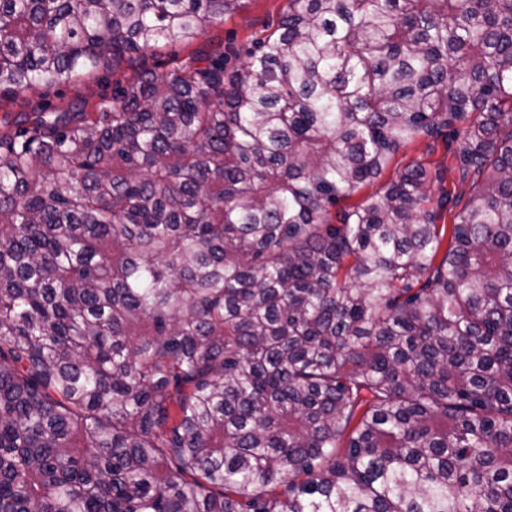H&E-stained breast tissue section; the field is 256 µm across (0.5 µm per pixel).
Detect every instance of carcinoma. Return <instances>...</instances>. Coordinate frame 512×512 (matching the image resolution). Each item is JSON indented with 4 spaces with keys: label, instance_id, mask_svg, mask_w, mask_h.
<instances>
[{
    "label": "carcinoma",
    "instance_id": "carcinoma-1",
    "mask_svg": "<svg viewBox=\"0 0 512 512\" xmlns=\"http://www.w3.org/2000/svg\"><path fill=\"white\" fill-rule=\"evenodd\" d=\"M238 4L0 0V98ZM245 56L0 133V512H512V0H288ZM421 136L448 240L425 160L354 200ZM427 153H431L429 160L434 162V167H432L433 171L436 167L448 168V165H455V162L451 157H449L448 160V154L441 138L435 141L433 138L422 136L413 143L407 145L405 148L401 149L393 159L391 166L385 174L363 188L354 199L359 200L369 194L383 192L387 183L390 182L392 178H395L398 170H402L406 165L411 163L413 160L418 159L420 156L425 157Z\"/></svg>",
    "mask_w": 512,
    "mask_h": 512
}]
</instances>
